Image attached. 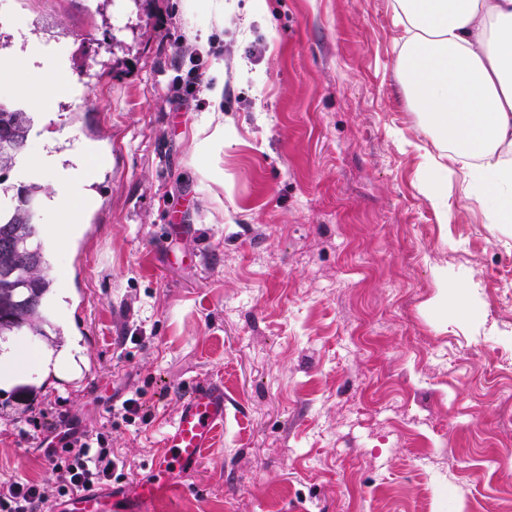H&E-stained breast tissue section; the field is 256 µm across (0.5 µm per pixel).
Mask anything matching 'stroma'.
<instances>
[{"label": "stroma", "mask_w": 512, "mask_h": 512, "mask_svg": "<svg viewBox=\"0 0 512 512\" xmlns=\"http://www.w3.org/2000/svg\"><path fill=\"white\" fill-rule=\"evenodd\" d=\"M0 32L65 46L78 85L30 153L106 159L64 245L41 216L63 357L15 354L0 474L48 480L36 422L133 397L141 421L108 417L134 487L219 381L172 512H512V231L462 172L447 219L426 200L389 0H0Z\"/></svg>", "instance_id": "35a3bbf8"}]
</instances>
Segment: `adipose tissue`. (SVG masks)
<instances>
[{
	"label": "adipose tissue",
	"mask_w": 512,
	"mask_h": 512,
	"mask_svg": "<svg viewBox=\"0 0 512 512\" xmlns=\"http://www.w3.org/2000/svg\"><path fill=\"white\" fill-rule=\"evenodd\" d=\"M391 8L401 29L398 75L436 147L427 158L425 197L447 216L446 196L432 177L459 168L465 196L489 223L511 225L512 0H391ZM24 79L51 84L52 95L37 102L46 111L71 90L60 55L37 42L0 50V80ZM97 159L90 148L64 156L52 147L31 159L50 186L45 203L56 223L77 226L92 207Z\"/></svg>",
	"instance_id": "1"
}]
</instances>
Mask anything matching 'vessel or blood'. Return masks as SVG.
<instances>
[{"label": "vessel or blood", "mask_w": 512, "mask_h": 512, "mask_svg": "<svg viewBox=\"0 0 512 512\" xmlns=\"http://www.w3.org/2000/svg\"><path fill=\"white\" fill-rule=\"evenodd\" d=\"M224 424V388L210 384L192 389L162 439V450L153 459L149 476L133 496L114 489L74 493L50 512H158L177 490L181 474L194 467Z\"/></svg>", "instance_id": "obj_1"}]
</instances>
